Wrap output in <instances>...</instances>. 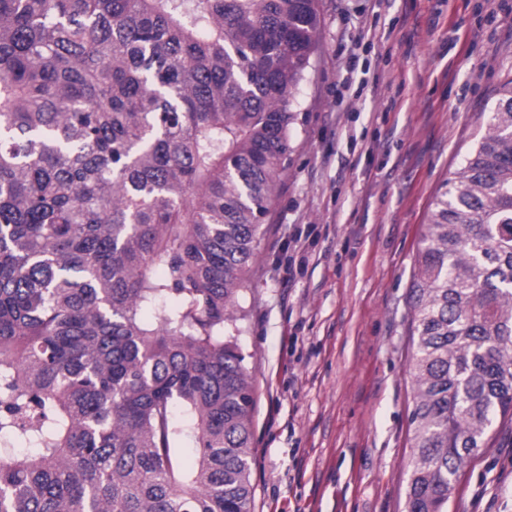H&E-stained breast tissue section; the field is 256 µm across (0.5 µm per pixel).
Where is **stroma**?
Returning a JSON list of instances; mask_svg holds the SVG:
<instances>
[{
  "label": "stroma",
  "instance_id": "1",
  "mask_svg": "<svg viewBox=\"0 0 512 512\" xmlns=\"http://www.w3.org/2000/svg\"><path fill=\"white\" fill-rule=\"evenodd\" d=\"M299 121L241 299L251 512H404L422 226L512 73V0H319ZM449 512H512V420Z\"/></svg>",
  "mask_w": 512,
  "mask_h": 512
}]
</instances>
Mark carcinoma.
<instances>
[{
	"label": "carcinoma",
	"instance_id": "cac0c4a2",
	"mask_svg": "<svg viewBox=\"0 0 512 512\" xmlns=\"http://www.w3.org/2000/svg\"><path fill=\"white\" fill-rule=\"evenodd\" d=\"M320 25L318 0H0V512H250L239 298ZM496 95L413 263L405 512H448L512 418Z\"/></svg>",
	"mask_w": 512,
	"mask_h": 512
}]
</instances>
